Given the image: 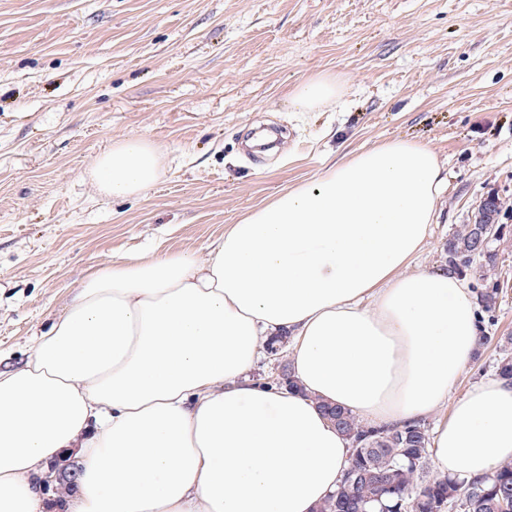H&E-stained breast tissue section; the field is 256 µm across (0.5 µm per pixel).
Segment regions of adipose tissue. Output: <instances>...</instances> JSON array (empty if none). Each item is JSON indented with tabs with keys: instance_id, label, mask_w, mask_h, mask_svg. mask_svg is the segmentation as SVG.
<instances>
[{
	"instance_id": "obj_1",
	"label": "adipose tissue",
	"mask_w": 512,
	"mask_h": 512,
	"mask_svg": "<svg viewBox=\"0 0 512 512\" xmlns=\"http://www.w3.org/2000/svg\"><path fill=\"white\" fill-rule=\"evenodd\" d=\"M340 95V78L320 73L291 100L310 112ZM163 171L139 135L91 167L113 198ZM445 184L433 148L391 139L252 209L204 256L96 267L27 363L0 369V512H45V467L73 448L66 512H315L350 456L321 403L380 427L414 421L448 401L474 356L467 284L409 269ZM273 336L291 337L302 393L254 378ZM431 449L440 474L467 479L511 462L512 384L475 383Z\"/></svg>"
}]
</instances>
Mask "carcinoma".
Masks as SVG:
<instances>
[{
	"label": "carcinoma",
	"instance_id": "cac0c4a2",
	"mask_svg": "<svg viewBox=\"0 0 512 512\" xmlns=\"http://www.w3.org/2000/svg\"><path fill=\"white\" fill-rule=\"evenodd\" d=\"M483 226L463 224L448 238V270L456 274L477 262L495 263L497 253L483 246ZM495 375L512 381V336L497 337ZM351 441L349 465L336 492L316 512H512V463L481 480L424 475L430 434L417 421L394 428L367 425L348 410L323 406Z\"/></svg>",
	"mask_w": 512,
	"mask_h": 512
}]
</instances>
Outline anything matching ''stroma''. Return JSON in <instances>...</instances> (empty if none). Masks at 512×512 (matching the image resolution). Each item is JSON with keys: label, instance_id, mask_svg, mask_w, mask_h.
Masks as SVG:
<instances>
[{"label": "stroma", "instance_id": "35a3bbf8", "mask_svg": "<svg viewBox=\"0 0 512 512\" xmlns=\"http://www.w3.org/2000/svg\"><path fill=\"white\" fill-rule=\"evenodd\" d=\"M342 76L336 104L289 95ZM143 135L160 180L134 198L89 178L113 141ZM402 138L448 168L445 204L412 270L490 195L503 204L480 312L512 334V0H0V355L10 365L98 265L146 248L204 255L248 211L342 156ZM47 512L75 491L76 459L49 466Z\"/></svg>", "mask_w": 512, "mask_h": 512}]
</instances>
